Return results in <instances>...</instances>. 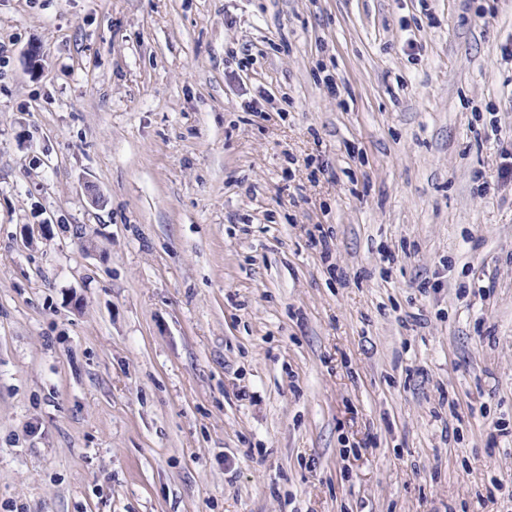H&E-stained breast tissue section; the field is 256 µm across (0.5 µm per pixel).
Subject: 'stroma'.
<instances>
[{"mask_svg":"<svg viewBox=\"0 0 512 512\" xmlns=\"http://www.w3.org/2000/svg\"><path fill=\"white\" fill-rule=\"evenodd\" d=\"M507 45L512 0H0V512H512Z\"/></svg>","mask_w":512,"mask_h":512,"instance_id":"stroma-1","label":"stroma"}]
</instances>
